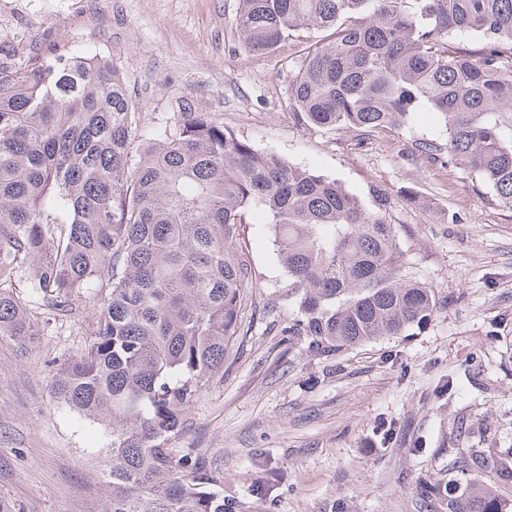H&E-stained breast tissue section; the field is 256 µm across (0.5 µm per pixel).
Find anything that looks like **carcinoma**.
Listing matches in <instances>:
<instances>
[{
  "label": "carcinoma",
  "instance_id": "carcinoma-1",
  "mask_svg": "<svg viewBox=\"0 0 512 512\" xmlns=\"http://www.w3.org/2000/svg\"><path fill=\"white\" fill-rule=\"evenodd\" d=\"M236 27L253 52L324 32L292 81L303 127L366 133L436 112L447 139L419 152L477 173L512 210V0H239ZM461 33L478 48L455 46ZM84 59L52 50L0 67V338L32 347L50 321L33 314L38 300L60 320L92 304L88 344L59 360L50 391L110 429L102 512H224L206 454L173 441L247 334L250 212L268 218L287 274L286 342L330 356L404 336L429 322L436 294L402 273L386 195L370 208L209 112L180 113L132 161L139 113L124 79ZM491 465L512 479L461 448L425 495L448 512H507L472 478Z\"/></svg>",
  "mask_w": 512,
  "mask_h": 512
}]
</instances>
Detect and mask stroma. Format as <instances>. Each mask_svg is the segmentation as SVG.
Returning <instances> with one entry per match:
<instances>
[{
	"label": "stroma",
	"mask_w": 512,
	"mask_h": 512,
	"mask_svg": "<svg viewBox=\"0 0 512 512\" xmlns=\"http://www.w3.org/2000/svg\"><path fill=\"white\" fill-rule=\"evenodd\" d=\"M238 5L0 0V64L53 48L110 60L147 130L172 128L188 107L210 112L258 151L334 179L366 205L386 193L405 274L440 298L432 321L331 357L301 337L283 342L269 318L254 321L177 445L203 449L229 512H448L444 499L422 506L420 490L447 482L458 426L488 456L512 448V211L476 173L414 154L445 138L436 113L362 135L301 128L290 84L320 32L251 53ZM241 230L257 274L251 301L282 309L287 276L265 214L253 210ZM88 341L80 318L50 323L25 351L0 341V512H102L109 430L49 391L55 360ZM447 382L451 393L439 395Z\"/></svg>",
	"instance_id": "stroma-1"
}]
</instances>
